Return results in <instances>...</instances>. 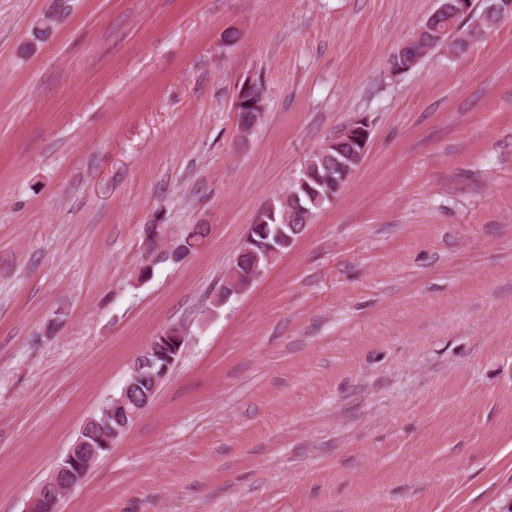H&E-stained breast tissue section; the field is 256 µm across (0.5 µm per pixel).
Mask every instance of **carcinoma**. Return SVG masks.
I'll list each match as a JSON object with an SVG mask.
<instances>
[{"label": "carcinoma", "mask_w": 512, "mask_h": 512, "mask_svg": "<svg viewBox=\"0 0 512 512\" xmlns=\"http://www.w3.org/2000/svg\"><path fill=\"white\" fill-rule=\"evenodd\" d=\"M443 8L432 12L413 31L408 39L397 45L388 58L389 74L404 75L421 63L431 50L448 44V48L464 51L470 40L479 31L487 30L512 14V0H487L481 12L474 11L473 0H441ZM236 125L253 129V115L264 112V89L256 82L248 96L240 98L236 107ZM362 147L358 140L336 135L329 136L321 146L307 157L300 175L286 189L269 200L261 210L262 222L250 225L249 233L258 240L274 235L281 227L289 236L297 239L306 231L324 204L341 191L337 186L345 166L353 164ZM209 227L194 224L182 231L174 246L165 252L163 259L178 264L189 257L207 239ZM271 258L260 252L258 255L237 253L232 271L243 274L257 262L262 268L270 264ZM151 381L140 382L115 399L102 403L78 431L74 440L76 448H94L103 454L109 450L102 440V427L109 425L124 434L122 424L130 419V413L142 407L151 395Z\"/></svg>", "instance_id": "cac0c4a2"}]
</instances>
